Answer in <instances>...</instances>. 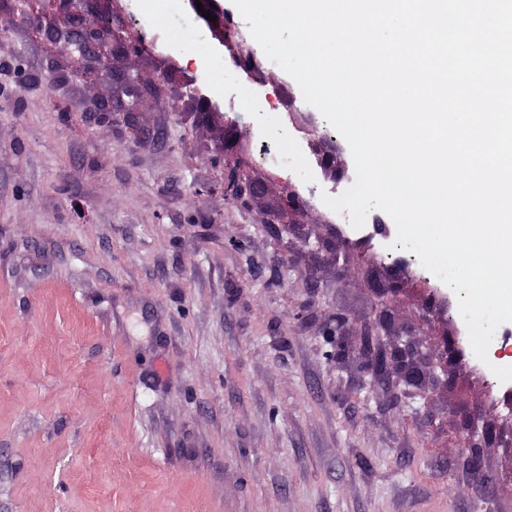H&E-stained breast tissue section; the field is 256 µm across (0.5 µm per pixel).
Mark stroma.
<instances>
[{
    "mask_svg": "<svg viewBox=\"0 0 512 512\" xmlns=\"http://www.w3.org/2000/svg\"><path fill=\"white\" fill-rule=\"evenodd\" d=\"M62 7L108 17L106 68L45 34ZM16 8L0 0V512H512L503 352L478 359L388 214L337 222L322 197L353 184L352 153L297 82L269 59L248 78L188 0L145 24L143 0ZM128 70L139 135L99 115ZM235 165L260 191L230 203L214 184ZM292 195L283 233L269 214ZM382 319L422 366L447 349L429 405L331 358L329 331L355 345ZM471 417L493 428L474 477Z\"/></svg>",
    "mask_w": 512,
    "mask_h": 512,
    "instance_id": "1",
    "label": "stroma"
}]
</instances>
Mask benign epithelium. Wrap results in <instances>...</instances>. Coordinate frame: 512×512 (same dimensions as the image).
I'll use <instances>...</instances> for the list:
<instances>
[{
  "label": "benign epithelium",
  "mask_w": 512,
  "mask_h": 512,
  "mask_svg": "<svg viewBox=\"0 0 512 512\" xmlns=\"http://www.w3.org/2000/svg\"><path fill=\"white\" fill-rule=\"evenodd\" d=\"M223 38L236 47L234 64L251 77L264 74L262 62L254 50L248 46L240 27L230 22L223 28ZM71 55L82 58L88 50V41L82 34L67 36ZM144 93L143 80L137 73H123L120 85L117 86V103L106 118L115 122H123L132 130L143 133L135 120L140 98ZM224 197L234 201L245 199L254 194L253 183L240 168H229L218 184ZM355 355L359 369L373 376L383 386L395 390L411 398L418 397L424 402L430 401L429 390L426 388V372L418 364L421 350L411 336L391 335L388 342L383 343L368 333L363 336L359 346L347 348L339 346L335 352L336 361L340 362ZM490 438V431L478 418L469 421L460 436L461 447L466 459V467L472 473L482 471L483 459L481 448Z\"/></svg>",
  "instance_id": "1"
}]
</instances>
